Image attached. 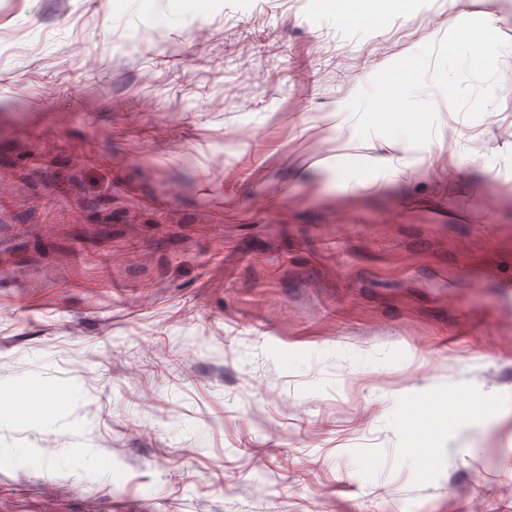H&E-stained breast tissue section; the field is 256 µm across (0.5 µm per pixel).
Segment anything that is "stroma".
I'll list each match as a JSON object with an SVG mask.
<instances>
[{
  "instance_id": "obj_1",
  "label": "stroma",
  "mask_w": 512,
  "mask_h": 512,
  "mask_svg": "<svg viewBox=\"0 0 512 512\" xmlns=\"http://www.w3.org/2000/svg\"><path fill=\"white\" fill-rule=\"evenodd\" d=\"M358 8L0 0V512H512V92L348 107L512 8Z\"/></svg>"
}]
</instances>
